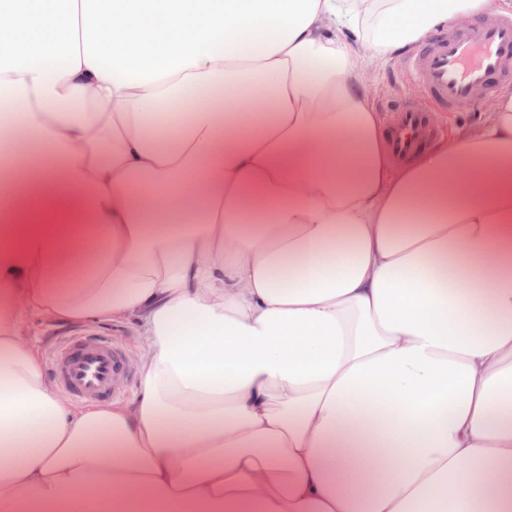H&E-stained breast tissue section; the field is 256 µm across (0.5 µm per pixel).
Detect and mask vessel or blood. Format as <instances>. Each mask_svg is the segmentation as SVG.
I'll return each instance as SVG.
<instances>
[{"label":"vessel or blood","instance_id":"vessel-or-blood-1","mask_svg":"<svg viewBox=\"0 0 512 512\" xmlns=\"http://www.w3.org/2000/svg\"><path fill=\"white\" fill-rule=\"evenodd\" d=\"M407 78L439 106L454 112L512 81V16L486 27H448L402 61ZM437 135L424 112L410 105L390 112L387 141L393 157L407 162ZM52 372L60 386L81 400L108 402L124 393L132 375L121 352L105 336H72L60 343Z\"/></svg>","mask_w":512,"mask_h":512}]
</instances>
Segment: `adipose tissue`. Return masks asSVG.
Listing matches in <instances>:
<instances>
[{
	"mask_svg": "<svg viewBox=\"0 0 512 512\" xmlns=\"http://www.w3.org/2000/svg\"><path fill=\"white\" fill-rule=\"evenodd\" d=\"M494 13L0 0V512H512V85L399 165L368 69ZM33 317L134 324L137 397ZM76 334L81 335L73 336ZM85 334L103 336H84ZM66 336L71 337L58 346L53 357L52 374L51 351ZM28 337L43 353L44 364L48 367L47 376L72 401L76 402L74 397L99 402L131 401L138 394L140 376L136 364L127 353L130 344L138 337L132 324L41 322L36 319L30 325ZM112 339L117 341L121 352ZM133 377L129 392L123 397L114 398L124 393Z\"/></svg>",
	"mask_w": 512,
	"mask_h": 512,
	"instance_id": "adipose-tissue-1",
	"label": "adipose tissue"
}]
</instances>
